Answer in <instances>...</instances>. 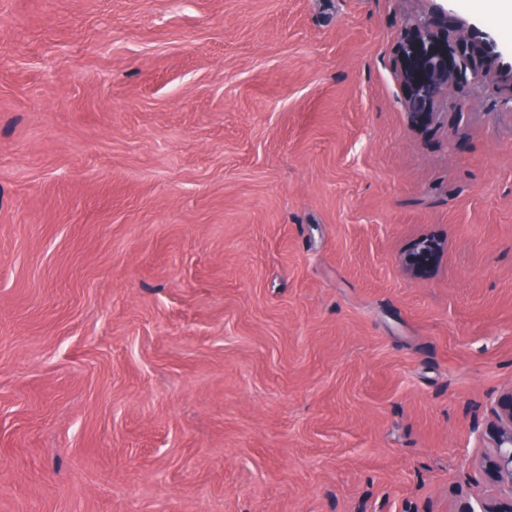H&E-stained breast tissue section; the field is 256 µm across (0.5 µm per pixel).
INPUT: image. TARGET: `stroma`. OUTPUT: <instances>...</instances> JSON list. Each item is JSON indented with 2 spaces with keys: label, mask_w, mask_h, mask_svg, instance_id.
I'll return each mask as SVG.
<instances>
[{
  "label": "stroma",
  "mask_w": 512,
  "mask_h": 512,
  "mask_svg": "<svg viewBox=\"0 0 512 512\" xmlns=\"http://www.w3.org/2000/svg\"><path fill=\"white\" fill-rule=\"evenodd\" d=\"M472 0H0V512H483L512 79ZM411 25L416 36L406 48L403 78L411 93L410 103L417 111L425 108L442 84L454 78L474 87L483 86L487 77L485 59L501 57L495 39L487 33L473 39L462 29H455L454 42L448 45L428 31L426 21L415 20Z\"/></svg>",
  "instance_id": "stroma-1"
}]
</instances>
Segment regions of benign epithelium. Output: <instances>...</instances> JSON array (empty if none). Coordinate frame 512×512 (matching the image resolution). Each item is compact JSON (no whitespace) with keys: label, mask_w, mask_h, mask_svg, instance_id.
I'll return each mask as SVG.
<instances>
[{"label":"benign epithelium","mask_w":512,"mask_h":512,"mask_svg":"<svg viewBox=\"0 0 512 512\" xmlns=\"http://www.w3.org/2000/svg\"><path fill=\"white\" fill-rule=\"evenodd\" d=\"M412 26L416 36L406 48L403 78L411 93L410 103L417 111L425 108L442 84L454 78L474 87L482 86L487 77L485 59L501 56L495 39L487 33L473 39L456 29L450 45L432 35L425 21L415 20ZM490 447L493 452L485 460L486 467L508 484L509 497L484 512H512V391L493 412Z\"/></svg>","instance_id":"benign-epithelium-1"}]
</instances>
